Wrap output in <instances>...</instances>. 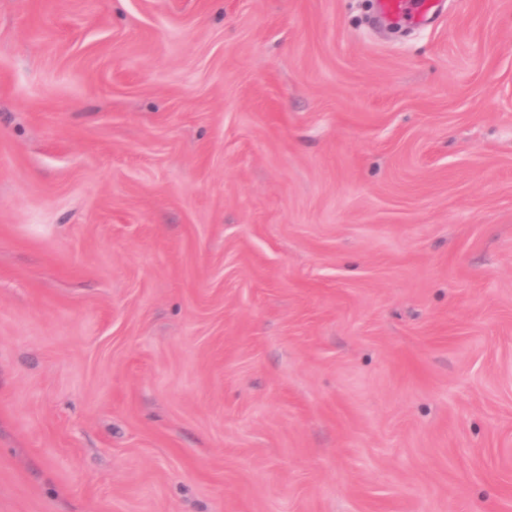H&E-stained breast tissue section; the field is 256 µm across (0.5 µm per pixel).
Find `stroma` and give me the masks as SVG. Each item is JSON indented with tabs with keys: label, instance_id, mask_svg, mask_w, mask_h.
Masks as SVG:
<instances>
[{
	"label": "stroma",
	"instance_id": "stroma-1",
	"mask_svg": "<svg viewBox=\"0 0 512 512\" xmlns=\"http://www.w3.org/2000/svg\"><path fill=\"white\" fill-rule=\"evenodd\" d=\"M0 0V512H512V0ZM440 0H378L380 13L393 23L419 28L433 16Z\"/></svg>",
	"mask_w": 512,
	"mask_h": 512
}]
</instances>
